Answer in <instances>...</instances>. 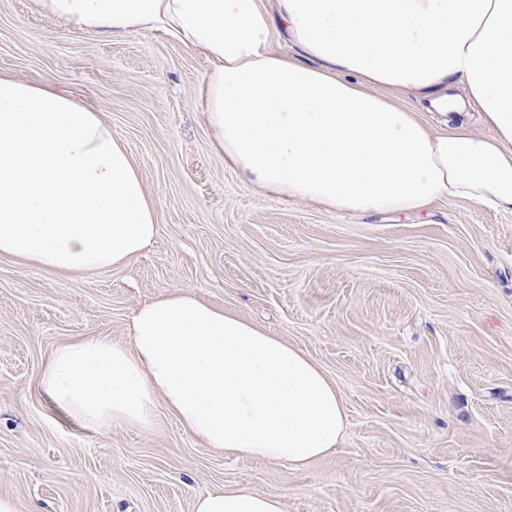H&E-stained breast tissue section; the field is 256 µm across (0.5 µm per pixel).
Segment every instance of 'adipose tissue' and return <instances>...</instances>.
<instances>
[{
  "label": "adipose tissue",
  "mask_w": 512,
  "mask_h": 512,
  "mask_svg": "<svg viewBox=\"0 0 512 512\" xmlns=\"http://www.w3.org/2000/svg\"><path fill=\"white\" fill-rule=\"evenodd\" d=\"M36 2L80 31L161 30L204 55L212 145L264 191L347 215L421 213L449 197L512 211V0ZM283 38L298 55L274 49ZM472 110L491 135L470 128ZM157 232L156 202L101 112L0 76V257L94 273ZM130 336L58 348L42 392L97 427L150 423L161 403L207 448L299 468L344 438L343 399L317 364L192 292L141 307ZM195 512L287 507L217 490Z\"/></svg>",
  "instance_id": "1"
}]
</instances>
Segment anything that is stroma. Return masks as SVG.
<instances>
[{"label":"stroma","mask_w":512,"mask_h":512,"mask_svg":"<svg viewBox=\"0 0 512 512\" xmlns=\"http://www.w3.org/2000/svg\"><path fill=\"white\" fill-rule=\"evenodd\" d=\"M209 67L160 31H78L0 0V75L102 112L158 224L93 274L0 259V496L17 512H194L208 491L249 488L288 512H512V213L444 198L348 216L258 189L210 143ZM186 289L326 372L347 414L338 448L304 469L228 456L165 406L99 429L41 392L57 348L129 344L139 307Z\"/></svg>","instance_id":"1"}]
</instances>
